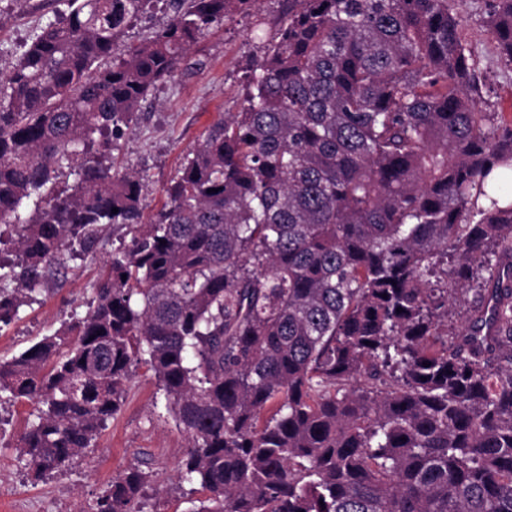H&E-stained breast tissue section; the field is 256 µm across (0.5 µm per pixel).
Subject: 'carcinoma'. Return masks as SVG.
<instances>
[{"mask_svg": "<svg viewBox=\"0 0 512 512\" xmlns=\"http://www.w3.org/2000/svg\"><path fill=\"white\" fill-rule=\"evenodd\" d=\"M67 2L0 74V325L105 226L131 238L85 317L0 360L37 405L29 472L93 447L143 364L204 492L187 512H512V119L480 106L456 0H289L145 224V183L93 147L257 0H171L118 60L156 0ZM481 24L512 65V0ZM149 480L128 467L96 512ZM166 3L167 2L163 1L156 3L151 12L133 23V25L128 29L127 36L124 40L114 47V57H120L127 46L138 43L168 20L171 12Z\"/></svg>", "mask_w": 512, "mask_h": 512, "instance_id": "1", "label": "carcinoma"}]
</instances>
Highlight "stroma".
Masks as SVG:
<instances>
[{
    "mask_svg": "<svg viewBox=\"0 0 512 512\" xmlns=\"http://www.w3.org/2000/svg\"><path fill=\"white\" fill-rule=\"evenodd\" d=\"M486 8L487 0H460L462 33L484 82L485 108L510 117L512 68L501 62L479 23ZM287 9L288 0H259L256 13L205 31L192 49L195 67L181 69L151 89L132 131L95 146L96 156L143 177L145 214L164 203L166 187L207 128L224 113L238 111L245 76L274 43ZM66 11V0H0V72L9 71L40 26ZM126 239L125 229L106 226L97 254L67 261L57 289L38 293L0 328V360L84 317L105 260ZM32 412L27 402L0 403V512H95L113 478L133 464L152 473L142 512H187L190 487L180 480L187 439L167 413L163 393L146 367L134 372L123 406L94 447L44 480L32 477L15 450Z\"/></svg>",
    "mask_w": 512,
    "mask_h": 512,
    "instance_id": "stroma-1",
    "label": "stroma"
}]
</instances>
